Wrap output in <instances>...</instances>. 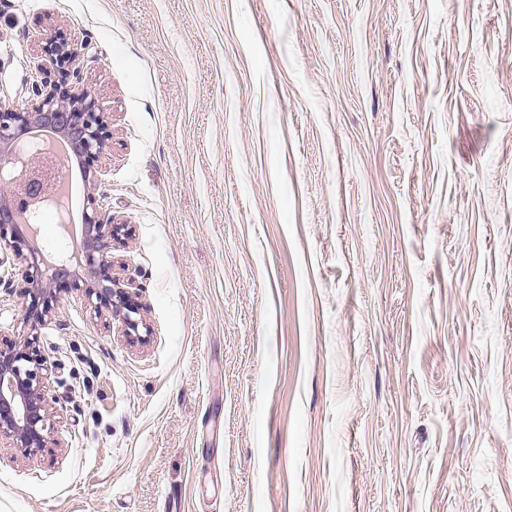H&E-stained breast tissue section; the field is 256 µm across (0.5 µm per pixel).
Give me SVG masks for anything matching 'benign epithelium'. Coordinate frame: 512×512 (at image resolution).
Listing matches in <instances>:
<instances>
[{"instance_id": "obj_1", "label": "benign epithelium", "mask_w": 512, "mask_h": 512, "mask_svg": "<svg viewBox=\"0 0 512 512\" xmlns=\"http://www.w3.org/2000/svg\"><path fill=\"white\" fill-rule=\"evenodd\" d=\"M38 42L53 69L34 80L31 92L35 103L30 109L0 106V167L11 162L18 145L32 138L35 126L44 124L74 143L80 159L91 168L104 154L112 130L101 99L82 81L80 57L85 45L73 42L52 22L39 32ZM43 164L42 153L37 151L20 159L15 176L0 177V250H10L14 255L13 267L0 276V284L20 298L30 325L29 333L0 340V441H6L28 460L59 445L53 438L56 398L50 394L49 367L37 328L60 307L62 293L83 289L95 312L120 317L125 335L132 341L143 343L150 335L139 294L116 275L112 263V245L128 239L130 226L110 215L102 217L96 197H89V210L83 216L80 249L85 273L58 268L61 283L46 278L39 251L32 246L24 225L16 220L51 197L45 187L50 174Z\"/></svg>"}]
</instances>
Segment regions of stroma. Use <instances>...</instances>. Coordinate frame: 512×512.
<instances>
[{
    "label": "stroma",
    "instance_id": "35a3bbf8",
    "mask_svg": "<svg viewBox=\"0 0 512 512\" xmlns=\"http://www.w3.org/2000/svg\"><path fill=\"white\" fill-rule=\"evenodd\" d=\"M49 17L150 336L64 294L0 512H512V0H0L1 105Z\"/></svg>",
    "mask_w": 512,
    "mask_h": 512
}]
</instances>
